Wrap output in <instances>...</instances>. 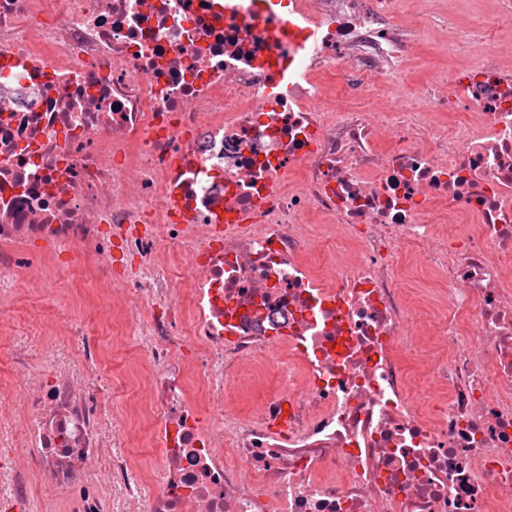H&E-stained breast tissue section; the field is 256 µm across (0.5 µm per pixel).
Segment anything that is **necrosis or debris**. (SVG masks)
<instances>
[{"label": "necrosis or debris", "mask_w": 512, "mask_h": 512, "mask_svg": "<svg viewBox=\"0 0 512 512\" xmlns=\"http://www.w3.org/2000/svg\"><path fill=\"white\" fill-rule=\"evenodd\" d=\"M394 3L0 0V301L83 255L159 457L144 508L125 452L95 469L130 419L16 359L0 512H512V0L383 102L428 23ZM256 368L279 391L244 416ZM277 389V380L272 376L260 383L253 381L249 376H243L229 386L230 394L235 399L239 412L244 415H247L253 406L275 393Z\"/></svg>", "instance_id": "obj_1"}]
</instances>
